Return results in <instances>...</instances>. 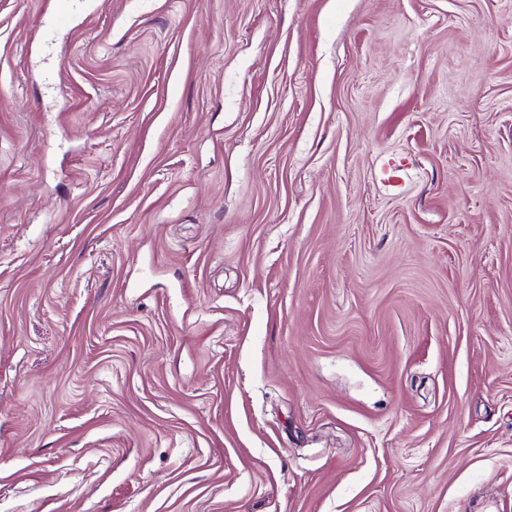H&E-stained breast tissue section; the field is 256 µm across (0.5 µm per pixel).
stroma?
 I'll return each instance as SVG.
<instances>
[{"label": "stroma", "instance_id": "stroma-1", "mask_svg": "<svg viewBox=\"0 0 512 512\" xmlns=\"http://www.w3.org/2000/svg\"><path fill=\"white\" fill-rule=\"evenodd\" d=\"M0 0V512H512V0Z\"/></svg>", "mask_w": 512, "mask_h": 512}]
</instances>
